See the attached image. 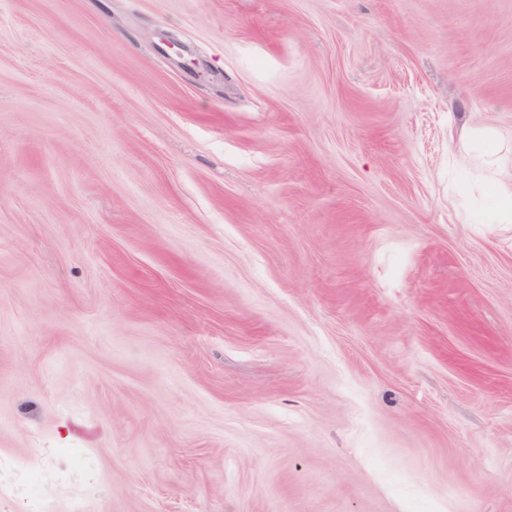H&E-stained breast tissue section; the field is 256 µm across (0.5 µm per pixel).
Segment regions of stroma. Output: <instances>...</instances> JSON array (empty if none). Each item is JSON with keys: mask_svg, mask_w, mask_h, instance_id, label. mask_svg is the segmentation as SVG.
<instances>
[{"mask_svg": "<svg viewBox=\"0 0 512 512\" xmlns=\"http://www.w3.org/2000/svg\"><path fill=\"white\" fill-rule=\"evenodd\" d=\"M512 0H0V512H512ZM487 177L498 202L494 221L496 224H509L512 222V183L497 179L493 172Z\"/></svg>", "mask_w": 512, "mask_h": 512, "instance_id": "obj_1", "label": "stroma"}]
</instances>
